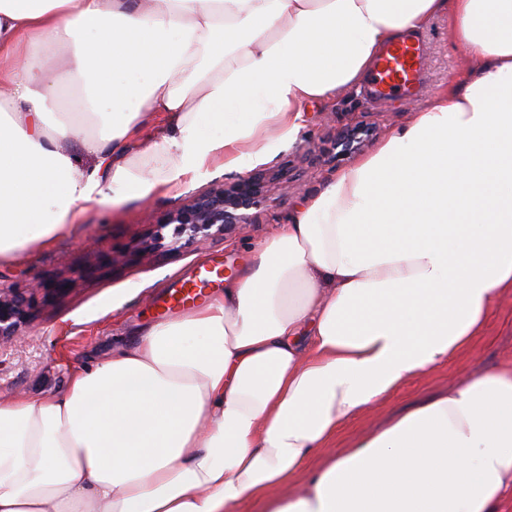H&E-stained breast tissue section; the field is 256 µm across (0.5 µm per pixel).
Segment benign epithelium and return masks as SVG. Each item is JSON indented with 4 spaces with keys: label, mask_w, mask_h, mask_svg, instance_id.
<instances>
[{
    "label": "benign epithelium",
    "mask_w": 512,
    "mask_h": 512,
    "mask_svg": "<svg viewBox=\"0 0 512 512\" xmlns=\"http://www.w3.org/2000/svg\"><path fill=\"white\" fill-rule=\"evenodd\" d=\"M360 131L344 128L336 132L335 145L346 155L359 142ZM272 178L263 173H251L230 185H220L197 197L191 204L165 213L157 218L159 225L177 224L180 234L185 236L180 247L187 248L201 233L216 229L222 235L226 228L241 224L246 219L245 211L260 205L270 198ZM73 280L58 279L54 287H45V281L35 277L32 286L24 291L0 287V345L20 335L22 326L31 316L35 295L43 293L46 298L66 294Z\"/></svg>",
    "instance_id": "7a95c632"
}]
</instances>
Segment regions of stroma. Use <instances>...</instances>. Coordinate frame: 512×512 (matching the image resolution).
I'll use <instances>...</instances> for the list:
<instances>
[{
	"instance_id": "1",
	"label": "stroma",
	"mask_w": 512,
	"mask_h": 512,
	"mask_svg": "<svg viewBox=\"0 0 512 512\" xmlns=\"http://www.w3.org/2000/svg\"><path fill=\"white\" fill-rule=\"evenodd\" d=\"M447 15L434 18L416 37L424 50L425 82L413 99L375 98L367 89H349L304 107L302 128L293 142L271 130L260 159L247 171L273 172L281 180L268 202L245 224L223 237L198 238L191 250H175V225L158 227L157 216L187 206L211 188L233 183L238 170L214 165L189 172L168 194L142 199L104 188L84 204L79 227L50 247L20 260H0V286L26 290L34 275L45 280L74 277L72 289L58 298L36 299L33 317L18 341L0 347V398L60 393L72 371L101 361L131 342L143 326L167 321L162 299L170 284L203 264L221 261L233 274L249 259L251 242L289 223L301 201L318 194L335 175L368 154L389 133L405 126L431 99L454 86L474 59L452 46ZM361 127L367 136L358 152L337 155V130ZM152 249H145V242ZM512 364V293L491 312L485 333L448 364L412 378L397 392L349 421L336 435L332 452L383 427L419 400L445 391L449 382Z\"/></svg>"
}]
</instances>
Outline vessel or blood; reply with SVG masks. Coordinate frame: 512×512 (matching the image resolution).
<instances>
[{
    "label": "vessel or blood",
    "mask_w": 512,
    "mask_h": 512,
    "mask_svg": "<svg viewBox=\"0 0 512 512\" xmlns=\"http://www.w3.org/2000/svg\"><path fill=\"white\" fill-rule=\"evenodd\" d=\"M423 72V51L418 43L404 41L389 46L374 66L369 91L377 98L395 92H411ZM222 278L221 264L199 266L191 275L174 282L164 301L165 309L174 311L196 303L205 289L214 287Z\"/></svg>",
    "instance_id": "vessel-or-blood-1"
}]
</instances>
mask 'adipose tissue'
Returning a JSON list of instances; mask_svg holds the SVG:
<instances>
[{"label":"adipose tissue","mask_w":512,"mask_h":512,"mask_svg":"<svg viewBox=\"0 0 512 512\" xmlns=\"http://www.w3.org/2000/svg\"><path fill=\"white\" fill-rule=\"evenodd\" d=\"M444 12L477 59L455 88L256 241L221 292L76 369L64 393L0 400V512L512 499V366L328 452L512 291V0H0V256L49 246L104 187L168 193L186 172L240 168L269 128L294 139L305 102L358 86Z\"/></svg>","instance_id":"adipose-tissue-1"}]
</instances>
